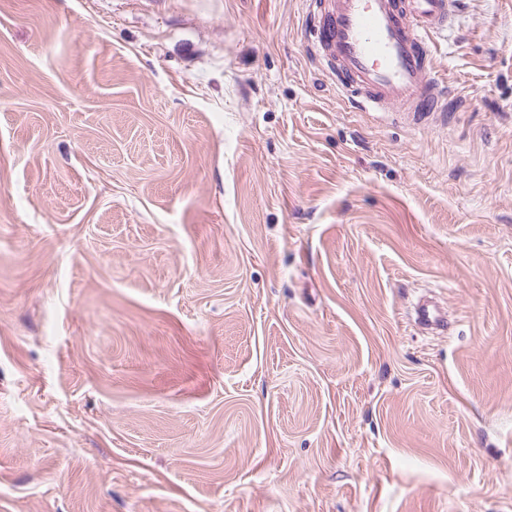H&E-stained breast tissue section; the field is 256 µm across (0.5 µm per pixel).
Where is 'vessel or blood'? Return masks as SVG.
<instances>
[{
    "label": "vessel or blood",
    "mask_w": 512,
    "mask_h": 512,
    "mask_svg": "<svg viewBox=\"0 0 512 512\" xmlns=\"http://www.w3.org/2000/svg\"><path fill=\"white\" fill-rule=\"evenodd\" d=\"M455 7L456 0H329L318 43L351 111L415 120L444 112L449 90L435 71L432 44ZM417 319L431 331L448 328L447 310L427 302Z\"/></svg>",
    "instance_id": "obj_1"
}]
</instances>
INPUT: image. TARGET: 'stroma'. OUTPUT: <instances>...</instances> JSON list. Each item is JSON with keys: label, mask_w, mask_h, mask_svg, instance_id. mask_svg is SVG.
Instances as JSON below:
<instances>
[{"label": "stroma", "mask_w": 512, "mask_h": 512, "mask_svg": "<svg viewBox=\"0 0 512 512\" xmlns=\"http://www.w3.org/2000/svg\"><path fill=\"white\" fill-rule=\"evenodd\" d=\"M458 8L413 126L312 0H0V512H512V0ZM419 325L431 331L448 330V311L428 302L419 305L417 312Z\"/></svg>", "instance_id": "1"}]
</instances>
